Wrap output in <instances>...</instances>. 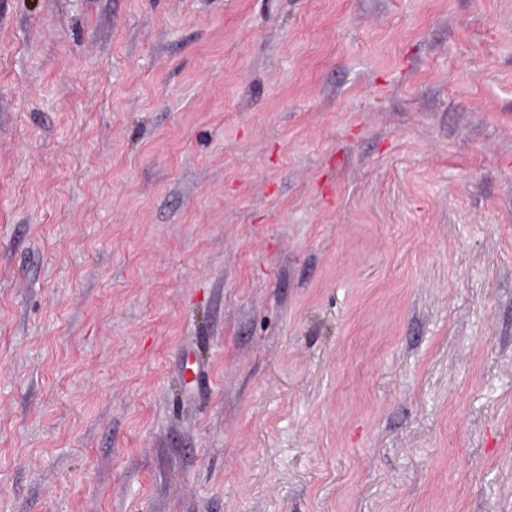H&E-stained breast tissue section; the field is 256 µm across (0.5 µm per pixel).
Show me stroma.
<instances>
[{
    "label": "stroma",
    "instance_id": "35a3bbf8",
    "mask_svg": "<svg viewBox=\"0 0 512 512\" xmlns=\"http://www.w3.org/2000/svg\"><path fill=\"white\" fill-rule=\"evenodd\" d=\"M0 512H512V0H0Z\"/></svg>",
    "mask_w": 512,
    "mask_h": 512
}]
</instances>
